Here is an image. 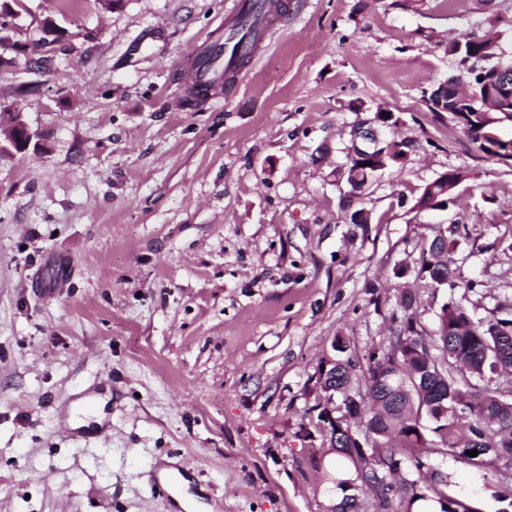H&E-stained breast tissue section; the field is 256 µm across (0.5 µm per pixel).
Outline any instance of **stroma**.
Listing matches in <instances>:
<instances>
[{
	"label": "stroma",
	"instance_id": "1",
	"mask_svg": "<svg viewBox=\"0 0 512 512\" xmlns=\"http://www.w3.org/2000/svg\"><path fill=\"white\" fill-rule=\"evenodd\" d=\"M231 2L23 0L19 41L48 16L67 36L42 71L0 70V121L20 109L40 143L0 156V512H184L151 497L160 465L204 512H331L333 340L362 392L403 288L430 339L449 301L512 314V168L422 101L455 73L449 37L494 28L512 51V0H284L255 58L192 98ZM354 99L413 143L361 199L367 224L339 207ZM451 169L469 175L456 206L413 210ZM453 223L458 285L429 287L420 249ZM60 259L68 288L35 295ZM428 462L496 512L497 466Z\"/></svg>",
	"mask_w": 512,
	"mask_h": 512
}]
</instances>
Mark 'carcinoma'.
Returning <instances> with one entry per match:
<instances>
[{
    "label": "carcinoma",
    "instance_id": "carcinoma-1",
    "mask_svg": "<svg viewBox=\"0 0 512 512\" xmlns=\"http://www.w3.org/2000/svg\"><path fill=\"white\" fill-rule=\"evenodd\" d=\"M446 54L455 59L458 74L448 78V107L423 102L428 111L450 117L486 159L512 168V137L503 130L512 126V95L497 97L500 79L495 65L512 67V53L503 50L496 39L476 33L448 41ZM411 149L409 141L395 133L383 136L382 148L373 155L346 159L345 180L356 196L370 187L385 170L404 165ZM469 179L465 171L449 170L424 186L414 199L419 211L445 210L455 204L454 188ZM454 240L438 235L422 248V261L416 278L432 288L454 283L456 269L448 259ZM440 319L448 326V348L427 352L420 323L409 315L397 327L387 349L371 355L366 375V391L350 389L351 359L343 356L345 347L336 346V365L328 368L324 394L341 395V404L331 414L323 407L318 420L329 436L338 431L364 426L375 433L368 448L349 439L336 442V453L353 467L355 477L336 480L342 498L334 512H356L357 496L365 489L377 493L384 507L391 496L407 498V506L419 500L437 502L441 512H481L458 500L448 476L428 464L432 453L450 454L480 469L494 459L512 468V389L502 394L484 381L501 371H512V318H474L467 309L445 303ZM434 424V439L425 437L423 420ZM478 451L474 457L461 449ZM418 474L410 479L408 475ZM427 479L425 491H418V480ZM492 496L512 507V481H498Z\"/></svg>",
    "mask_w": 512,
    "mask_h": 512
}]
</instances>
